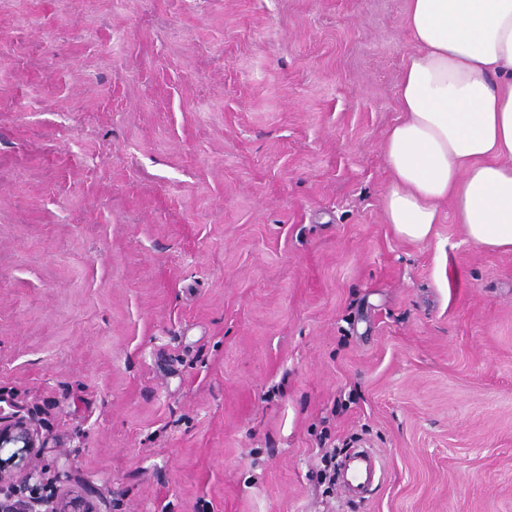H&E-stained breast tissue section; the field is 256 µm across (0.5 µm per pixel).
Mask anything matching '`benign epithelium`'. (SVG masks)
<instances>
[{"label": "benign epithelium", "mask_w": 512, "mask_h": 512, "mask_svg": "<svg viewBox=\"0 0 512 512\" xmlns=\"http://www.w3.org/2000/svg\"><path fill=\"white\" fill-rule=\"evenodd\" d=\"M43 448L30 419L0 407V512H98L78 496L45 493Z\"/></svg>", "instance_id": "benign-epithelium-1"}]
</instances>
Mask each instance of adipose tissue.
<instances>
[{
    "mask_svg": "<svg viewBox=\"0 0 512 512\" xmlns=\"http://www.w3.org/2000/svg\"><path fill=\"white\" fill-rule=\"evenodd\" d=\"M405 29L384 221L422 242L447 202L470 242L512 251V0H408Z\"/></svg>",
    "mask_w": 512,
    "mask_h": 512,
    "instance_id": "adipose-tissue-1",
    "label": "adipose tissue"
}]
</instances>
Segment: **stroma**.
I'll return each instance as SVG.
<instances>
[{
  "mask_svg": "<svg viewBox=\"0 0 512 512\" xmlns=\"http://www.w3.org/2000/svg\"><path fill=\"white\" fill-rule=\"evenodd\" d=\"M407 0H0V406L103 512H512V251L382 215ZM383 471L347 499L326 451Z\"/></svg>",
  "mask_w": 512,
  "mask_h": 512,
  "instance_id": "stroma-1",
  "label": "stroma"
}]
</instances>
